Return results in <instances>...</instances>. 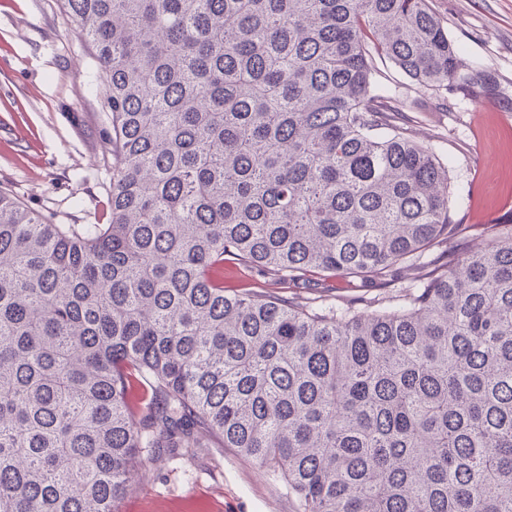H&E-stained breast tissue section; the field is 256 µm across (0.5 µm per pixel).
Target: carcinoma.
I'll list each match as a JSON object with an SVG mask.
<instances>
[{"label":"carcinoma","instance_id":"carcinoma-1","mask_svg":"<svg viewBox=\"0 0 512 512\" xmlns=\"http://www.w3.org/2000/svg\"><path fill=\"white\" fill-rule=\"evenodd\" d=\"M111 130L104 224L0 189V512H117L218 440L299 512H512V224L461 255L465 194L384 105L496 93L429 0H61ZM383 295L224 288V260Z\"/></svg>","mask_w":512,"mask_h":512}]
</instances>
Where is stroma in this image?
<instances>
[{
	"label": "stroma",
	"mask_w": 512,
	"mask_h": 512,
	"mask_svg": "<svg viewBox=\"0 0 512 512\" xmlns=\"http://www.w3.org/2000/svg\"><path fill=\"white\" fill-rule=\"evenodd\" d=\"M465 61L492 71L493 98L423 90L391 62L383 88L398 125L449 166L468 193L453 219L479 248L486 225L512 224V0H429ZM88 46L60 0H0V186L55 224L102 221L110 172L104 96ZM224 286L282 297L370 298L379 288L313 274L286 288L257 266L224 262ZM121 512H297L284 482L212 444L139 473Z\"/></svg>",
	"instance_id": "obj_1"
}]
</instances>
